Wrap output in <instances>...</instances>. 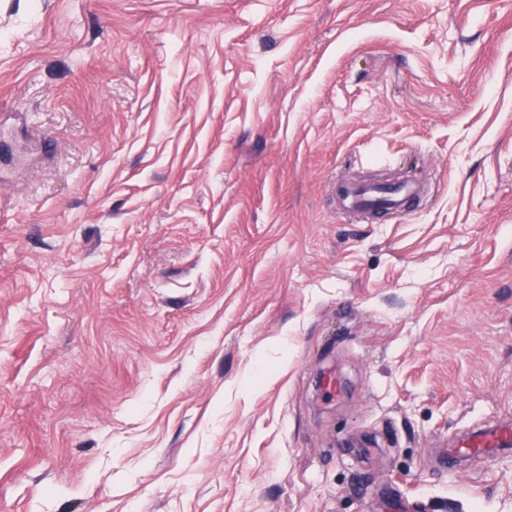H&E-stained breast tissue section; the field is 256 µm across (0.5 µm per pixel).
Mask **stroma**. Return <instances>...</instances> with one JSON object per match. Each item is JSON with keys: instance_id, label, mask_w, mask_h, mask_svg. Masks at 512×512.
Returning a JSON list of instances; mask_svg holds the SVG:
<instances>
[{"instance_id": "35a3bbf8", "label": "stroma", "mask_w": 512, "mask_h": 512, "mask_svg": "<svg viewBox=\"0 0 512 512\" xmlns=\"http://www.w3.org/2000/svg\"><path fill=\"white\" fill-rule=\"evenodd\" d=\"M508 421L512 0H0V512H512ZM380 193L375 186L361 188H345L341 191L342 204L348 215H357L364 213L366 203L378 197ZM512 439V427L492 428L481 435H471L465 440L457 442L453 448L445 449L448 461L462 456L480 457L487 455L492 448L498 447L502 442Z\"/></svg>"}]
</instances>
